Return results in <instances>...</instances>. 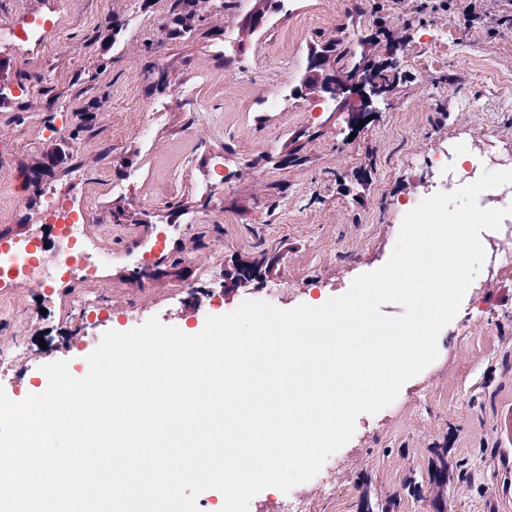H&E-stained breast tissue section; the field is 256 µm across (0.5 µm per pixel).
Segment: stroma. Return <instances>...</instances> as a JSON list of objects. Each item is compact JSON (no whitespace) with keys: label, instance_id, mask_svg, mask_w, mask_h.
Here are the masks:
<instances>
[{"label":"stroma","instance_id":"stroma-1","mask_svg":"<svg viewBox=\"0 0 512 512\" xmlns=\"http://www.w3.org/2000/svg\"><path fill=\"white\" fill-rule=\"evenodd\" d=\"M192 3V34L175 39L178 0H0L2 27L23 33L35 9L54 24L40 46L0 42L16 57L0 97V229L42 224L44 194L70 178L93 188L103 217L84 249L114 257L92 286L76 280L42 301L23 285L0 300V347L24 342L0 381L11 400L51 362L83 377L88 336L153 317L201 327L247 300L290 309L344 294L386 263L402 205L441 183L442 153L512 169V87L501 83L512 75V0H295L292 14L267 11L258 33L254 0ZM339 39L370 62L401 61V81L356 129L300 87L312 52ZM286 81L297 93L262 112ZM57 146L60 176L33 193L32 173ZM295 149L302 164L265 160ZM160 224L181 232L156 264L134 246ZM263 252L278 257L276 272L225 291L233 261ZM504 282L512 274H478L437 359L393 404L358 416L319 512H359L366 488L381 504L399 497L400 512H512V447L497 432L512 408V291L489 295ZM87 288L107 312L83 320L71 298ZM438 448L463 465L443 485L431 474Z\"/></svg>","mask_w":512,"mask_h":512}]
</instances>
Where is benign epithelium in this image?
<instances>
[{"label": "benign epithelium", "mask_w": 512, "mask_h": 512, "mask_svg": "<svg viewBox=\"0 0 512 512\" xmlns=\"http://www.w3.org/2000/svg\"><path fill=\"white\" fill-rule=\"evenodd\" d=\"M388 90L376 78L372 66L352 74L326 73L320 95L322 109L345 110L354 122L365 121L375 112L374 102L387 96Z\"/></svg>", "instance_id": "1"}]
</instances>
